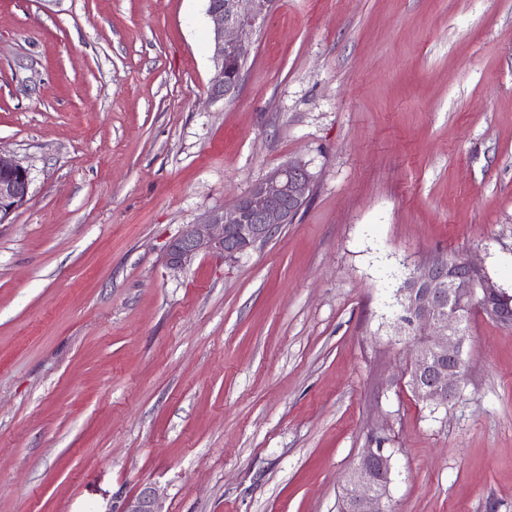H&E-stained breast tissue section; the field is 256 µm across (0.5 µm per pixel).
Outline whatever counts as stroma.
I'll use <instances>...</instances> for the list:
<instances>
[{
	"instance_id": "35a3bbf8",
	"label": "stroma",
	"mask_w": 512,
	"mask_h": 512,
	"mask_svg": "<svg viewBox=\"0 0 512 512\" xmlns=\"http://www.w3.org/2000/svg\"><path fill=\"white\" fill-rule=\"evenodd\" d=\"M205 0H0V512H339L366 448L392 512H512V326L419 402L394 295L455 253L512 293V0H276L211 101ZM294 223L169 267L287 163ZM30 172L13 159L0 155V224L22 206L29 195Z\"/></svg>"
}]
</instances>
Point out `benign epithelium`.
Returning a JSON list of instances; mask_svg holds the SVG:
<instances>
[{
  "label": "benign epithelium",
  "mask_w": 512,
  "mask_h": 512,
  "mask_svg": "<svg viewBox=\"0 0 512 512\" xmlns=\"http://www.w3.org/2000/svg\"><path fill=\"white\" fill-rule=\"evenodd\" d=\"M214 42V72L209 95L230 99L239 91L247 59L242 35L257 31L275 0H206ZM30 172L0 155V224L29 195ZM313 175L303 164L289 163L255 182L229 208L208 213L188 225L167 249V263L183 266L201 252L234 258L272 237L294 221L307 202ZM400 328L408 332V385L418 401L448 405L462 396L468 338L462 316L476 310L503 325L512 324V295L467 256L436 255L421 262L397 291ZM393 453L366 448L348 476L346 512H390ZM119 512H158L154 492L127 500Z\"/></svg>",
  "instance_id": "benign-epithelium-1"
}]
</instances>
